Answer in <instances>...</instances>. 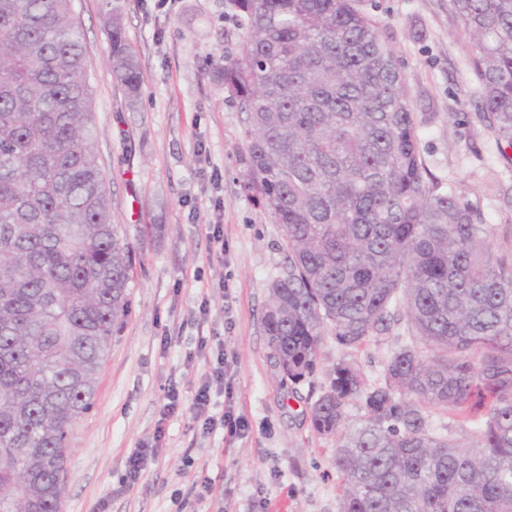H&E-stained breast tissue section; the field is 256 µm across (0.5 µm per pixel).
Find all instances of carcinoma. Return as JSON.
I'll list each match as a JSON object with an SVG mask.
<instances>
[{"instance_id": "cac0c4a2", "label": "carcinoma", "mask_w": 512, "mask_h": 512, "mask_svg": "<svg viewBox=\"0 0 512 512\" xmlns=\"http://www.w3.org/2000/svg\"><path fill=\"white\" fill-rule=\"evenodd\" d=\"M227 6L244 32L215 72L245 113L243 187L284 232L263 317L279 385L317 375L327 336L353 351L403 331L380 379L343 358L307 407L336 441L341 512H512V224L426 166L399 59L355 0ZM448 11L512 168V0ZM110 43L135 99L115 18ZM85 57L71 0H0V512H62L71 435L131 313Z\"/></svg>"}]
</instances>
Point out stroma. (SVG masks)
Returning <instances> with one entry per match:
<instances>
[{
    "mask_svg": "<svg viewBox=\"0 0 512 512\" xmlns=\"http://www.w3.org/2000/svg\"><path fill=\"white\" fill-rule=\"evenodd\" d=\"M358 7L399 57L426 165L478 202L487 223L512 224L497 195L512 169L475 116L467 38L448 0ZM71 8L86 46L98 161L117 233L131 246L132 311L71 436L63 512H340L335 444L304 416L312 384L293 396L279 389L262 324L269 284L285 267L283 231L243 189L245 115L214 76L219 58L237 52L234 18L224 0H71ZM116 20L140 66L134 100L107 63ZM219 362L226 376L216 381ZM206 381L216 411L242 418L239 436L196 420L193 399ZM173 387L180 407L167 417ZM140 448L150 450L148 464L123 487L126 460Z\"/></svg>",
    "mask_w": 512,
    "mask_h": 512,
    "instance_id": "1",
    "label": "stroma"
}]
</instances>
